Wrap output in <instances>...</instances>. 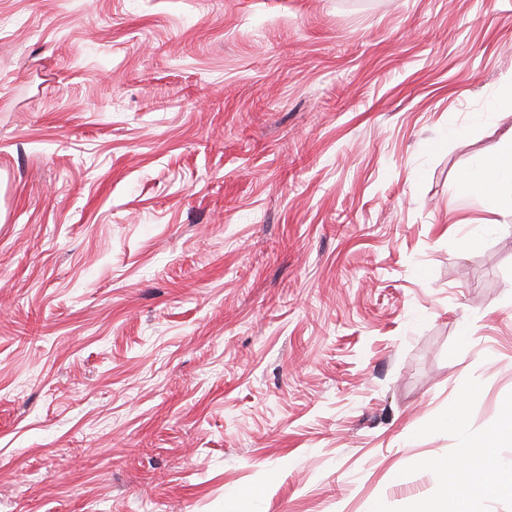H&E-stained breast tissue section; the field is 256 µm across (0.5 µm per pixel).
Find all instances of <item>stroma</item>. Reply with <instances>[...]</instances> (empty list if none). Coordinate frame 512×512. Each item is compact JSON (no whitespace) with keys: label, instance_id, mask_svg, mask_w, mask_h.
Segmentation results:
<instances>
[{"label":"stroma","instance_id":"obj_1","mask_svg":"<svg viewBox=\"0 0 512 512\" xmlns=\"http://www.w3.org/2000/svg\"><path fill=\"white\" fill-rule=\"evenodd\" d=\"M511 79L512 0H0V512L434 503L512 405ZM510 187L512 202V135L499 142L492 154L482 158L457 181L459 191L481 196L490 207L503 199L504 187Z\"/></svg>","mask_w":512,"mask_h":512}]
</instances>
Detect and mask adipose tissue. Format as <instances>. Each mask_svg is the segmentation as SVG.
Here are the masks:
<instances>
[{
    "mask_svg": "<svg viewBox=\"0 0 512 512\" xmlns=\"http://www.w3.org/2000/svg\"><path fill=\"white\" fill-rule=\"evenodd\" d=\"M459 191L481 196L497 206L506 188H512V137L499 142L492 154L464 172ZM494 442L482 445L481 453L463 452L453 464H438L440 475H451L455 493L441 495L429 512H475L480 499L512 500V460L495 454Z\"/></svg>",
    "mask_w": 512,
    "mask_h": 512,
    "instance_id": "ef3b65f1",
    "label": "adipose tissue"
}]
</instances>
